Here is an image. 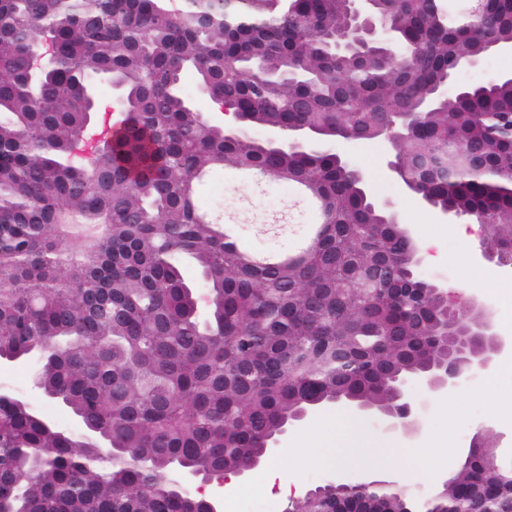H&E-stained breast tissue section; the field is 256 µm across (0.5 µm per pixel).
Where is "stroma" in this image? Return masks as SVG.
<instances>
[{"mask_svg":"<svg viewBox=\"0 0 512 512\" xmlns=\"http://www.w3.org/2000/svg\"><path fill=\"white\" fill-rule=\"evenodd\" d=\"M343 150L365 174L373 193L394 203L400 223L407 225L423 247L420 273L428 278H447L449 284L465 286L479 301L491 304L489 290L496 285L498 271L495 263L468 253L456 222L444 219L390 178L381 143L353 142L345 144ZM197 204L216 222L235 229L243 245L257 252L287 249L314 219L308 201L288 183L251 182L227 167L205 179ZM483 384V379L477 378L435 395L413 390L418 418L417 432L412 436L386 431L377 417L355 416L356 426L374 445L401 447L398 457L380 467L360 459L338 468L312 464L306 449L319 447L323 423L337 418L335 409L317 410L291 428L269 458L290 484V495L281 496L257 469L240 480L233 496H221L220 512H267L271 507L283 512L289 499L302 497L307 489L331 481H352L365 474L397 479L424 500L435 493L446 475L442 457L450 451L465 454L478 435L494 446L497 454L512 458V376L499 381L497 398L492 402L485 398Z\"/></svg>","mask_w":512,"mask_h":512,"instance_id":"35a3bbf8","label":"stroma"}]
</instances>
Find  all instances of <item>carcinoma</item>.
Returning <instances> with one entry per match:
<instances>
[{
    "instance_id": "carcinoma-1",
    "label": "carcinoma",
    "mask_w": 512,
    "mask_h": 512,
    "mask_svg": "<svg viewBox=\"0 0 512 512\" xmlns=\"http://www.w3.org/2000/svg\"><path fill=\"white\" fill-rule=\"evenodd\" d=\"M465 0H382L406 69L371 52L335 59L348 0H0V360L42 357L40 393L112 440L102 453L32 409L0 399V512H199L167 480L175 464L203 474L250 466L307 401L338 394L385 404L392 376L438 355L442 305L355 167L320 149L281 152L198 119L184 71L214 98L242 103L248 128L302 126L376 141L382 118L409 112L512 42V0H484L488 27ZM49 38L54 64L32 69ZM305 76L275 83L247 69ZM107 75L126 96L125 132L87 168L73 162ZM304 103L293 109L294 99ZM404 177L468 221L493 210L512 241V80L461 85L395 142ZM231 167L306 190L322 227L293 261L261 265L202 214L197 185ZM107 226L75 258L54 234L66 219ZM209 289L206 316L181 259ZM389 261L380 286L352 273ZM455 481L425 512H507L512 466L489 476L455 463ZM408 487L340 500L300 499L292 512H405Z\"/></svg>"
}]
</instances>
